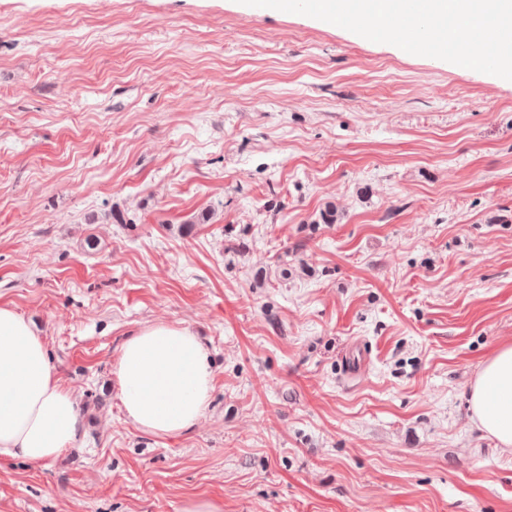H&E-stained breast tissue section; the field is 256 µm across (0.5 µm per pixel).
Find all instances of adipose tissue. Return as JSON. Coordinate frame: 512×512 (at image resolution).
I'll use <instances>...</instances> for the list:
<instances>
[{
  "instance_id": "ef3b65f1",
  "label": "adipose tissue",
  "mask_w": 512,
  "mask_h": 512,
  "mask_svg": "<svg viewBox=\"0 0 512 512\" xmlns=\"http://www.w3.org/2000/svg\"><path fill=\"white\" fill-rule=\"evenodd\" d=\"M128 421L142 433L194 428L210 402L214 373L189 328L155 323L125 340L112 364ZM469 407L479 425L512 449V343L499 346L473 378ZM79 404L42 338L13 308L0 306V457L33 463L77 447Z\"/></svg>"
}]
</instances>
